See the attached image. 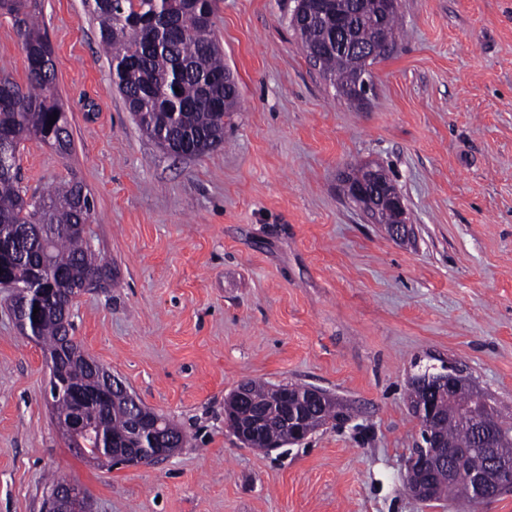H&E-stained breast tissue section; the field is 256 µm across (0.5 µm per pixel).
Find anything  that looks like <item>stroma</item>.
<instances>
[{"label": "stroma", "mask_w": 512, "mask_h": 512, "mask_svg": "<svg viewBox=\"0 0 512 512\" xmlns=\"http://www.w3.org/2000/svg\"><path fill=\"white\" fill-rule=\"evenodd\" d=\"M215 2L240 103L223 143L176 157L128 111L85 0H37L73 151L23 141L19 185L87 188L88 248L112 278L76 298L72 334L188 442L143 468L67 448L44 352L0 288V512H41L53 475L92 512H461L404 487L407 392L453 360L512 419V0H401L363 109L300 51L293 0ZM26 69L2 14L0 73L22 85ZM364 162L403 195L409 241L342 196ZM246 379L330 391L352 417L269 454L241 446L224 399Z\"/></svg>", "instance_id": "1"}]
</instances>
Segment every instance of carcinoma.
<instances>
[{
  "instance_id": "obj_1",
  "label": "carcinoma",
  "mask_w": 512,
  "mask_h": 512,
  "mask_svg": "<svg viewBox=\"0 0 512 512\" xmlns=\"http://www.w3.org/2000/svg\"><path fill=\"white\" fill-rule=\"evenodd\" d=\"M97 21L100 38L110 59L112 82L124 97L139 128L163 150L201 155L224 141V118L235 111L238 87L224 66V54L214 38L210 0H86ZM31 0H0V10L16 18L18 37L27 58V87L8 75H0V232L18 235L17 256L4 262L16 279L25 280L29 264L41 266L38 288H54L73 295L92 276H112L108 266L84 247V234L91 218L92 202L84 184L71 179L38 197L26 196L15 175L16 150L31 137L50 146L61 157L70 155L72 141L62 104L53 92L52 49L38 25L26 20ZM291 13L290 25L305 53L320 51L319 66L333 87L351 98L358 72L388 57L399 36V11L385 18L389 39L378 36L379 0H331V17L320 25L304 27ZM356 42L373 53L369 63L342 53L341 42ZM180 92H175V89ZM53 125H48L49 120ZM27 320L44 350L58 346L64 338L61 311L56 304H44L38 313L26 306ZM90 366L71 360L60 380L71 387L88 383ZM252 407L265 413V429L252 437L249 447L265 448L269 437L288 441V426L282 423V408L271 401L272 388L250 380L245 383ZM295 415H300L307 388L286 384ZM411 411L431 407L446 412L448 425L442 427L448 448L469 451L468 469H480L484 457L475 451L481 442L473 415L479 410L478 392L464 384L446 394L427 392L413 382L409 393ZM85 415L104 426V433L124 440L131 432L134 415L118 399L109 407L88 406ZM454 494L474 505L469 483L458 479L440 488V495Z\"/></svg>"
}]
</instances>
